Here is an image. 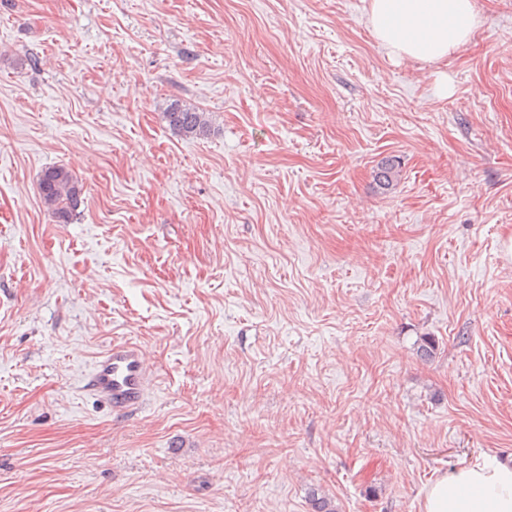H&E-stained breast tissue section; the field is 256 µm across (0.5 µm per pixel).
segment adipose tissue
Here are the masks:
<instances>
[{
	"instance_id": "1",
	"label": "adipose tissue",
	"mask_w": 512,
	"mask_h": 512,
	"mask_svg": "<svg viewBox=\"0 0 512 512\" xmlns=\"http://www.w3.org/2000/svg\"><path fill=\"white\" fill-rule=\"evenodd\" d=\"M481 23L473 0H370L371 32L398 60H443ZM421 512H512V467L488 455L443 475L425 487Z\"/></svg>"
}]
</instances>
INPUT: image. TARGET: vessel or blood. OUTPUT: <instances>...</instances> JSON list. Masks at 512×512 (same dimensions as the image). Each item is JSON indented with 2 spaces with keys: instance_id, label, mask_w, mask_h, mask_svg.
I'll use <instances>...</instances> for the list:
<instances>
[{
  "instance_id": "vessel-or-blood-1",
  "label": "vessel or blood",
  "mask_w": 512,
  "mask_h": 512,
  "mask_svg": "<svg viewBox=\"0 0 512 512\" xmlns=\"http://www.w3.org/2000/svg\"><path fill=\"white\" fill-rule=\"evenodd\" d=\"M151 372L142 347L134 342L110 346L91 363L83 387L117 414L140 411L149 398Z\"/></svg>"
}]
</instances>
